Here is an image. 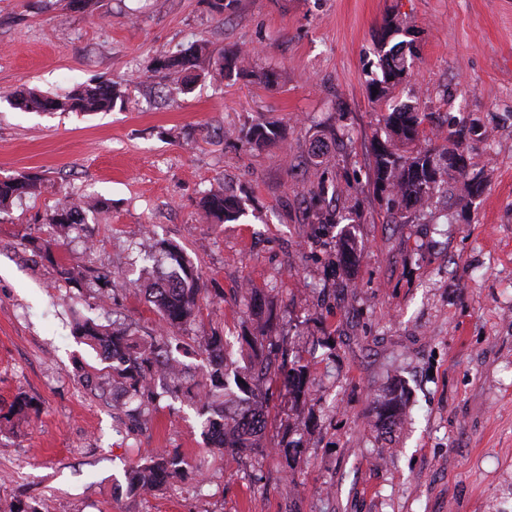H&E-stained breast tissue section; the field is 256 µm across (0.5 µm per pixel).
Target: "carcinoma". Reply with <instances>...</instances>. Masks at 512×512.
Returning <instances> with one entry per match:
<instances>
[{"mask_svg":"<svg viewBox=\"0 0 512 512\" xmlns=\"http://www.w3.org/2000/svg\"><path fill=\"white\" fill-rule=\"evenodd\" d=\"M398 19L391 17L383 25L379 39L378 71L370 72L367 79L369 100L375 102L390 96L407 82L415 54L414 43L401 40L391 43L393 37L408 34ZM244 57L238 53L217 52L206 44H197L184 54H176L157 61L154 68L170 80L189 91L200 78L214 67L226 79L232 80L247 73L242 66ZM252 76L264 73L254 70ZM16 105L28 112H109L123 100L117 85L100 82L78 86L65 95H48L37 89H16L10 93ZM424 114L408 102L395 104L384 116L385 139H374L372 150L375 159L373 185L378 192H389V199L397 204V214L402 219L425 216L433 198L448 192V175L453 167L448 165L451 149L446 145L427 146L407 154L398 152V146L409 145L424 135ZM461 144L483 135L477 121L462 124L449 132ZM240 140L249 148H261L270 142L286 140L280 130L255 122L241 130ZM42 178L33 173H21L0 179V210L7 209L14 201L36 195L41 190ZM105 206L94 198L73 199L66 197L47 216L52 229L48 238L33 241L39 257L55 268L57 281L67 286L93 278L106 286L97 296L100 307L111 297L113 290L121 287L118 278H108L88 265L62 262L55 256L57 238L82 228L86 214ZM242 211L241 200L220 188L205 191L199 202V219L207 224H222L236 219ZM356 241L352 234H345L337 248L338 262L351 264L356 258ZM163 256L166 270L162 276L152 274L151 253ZM141 276L145 292L149 294L161 317L160 329L140 333L138 330L115 322L104 324L96 318L81 316L75 319L72 335L81 343L98 352L103 367L86 377L97 380L92 388L95 397L108 400L111 388L118 386L138 401V406L128 411V419L138 420L144 408L157 396V388L170 394L190 399L201 418L202 431L211 438L218 428L223 429L222 441L213 444L238 456H247L262 447L261 441L267 424L265 402L268 385L280 374H285L294 402L306 401L310 396L307 366L295 361L288 371L272 357L271 336L273 320L265 313L262 290L248 289L255 316L263 320L254 333L244 337L253 354L248 367H238L228 361L224 352V336L186 338L179 333L181 326L194 321L201 309V273L187 257L184 249L169 241H156L144 251ZM190 348L206 355L205 381L187 384L179 373L182 361L179 354ZM406 388L393 383L376 403L378 419L383 425L393 427L406 408ZM33 410L31 401L18 397L8 409L0 408V432L15 431ZM183 459L164 449L151 452L147 461L136 471L130 481V490L141 493L161 489L170 478L179 474Z\"/></svg>","mask_w":512,"mask_h":512,"instance_id":"1","label":"carcinoma"}]
</instances>
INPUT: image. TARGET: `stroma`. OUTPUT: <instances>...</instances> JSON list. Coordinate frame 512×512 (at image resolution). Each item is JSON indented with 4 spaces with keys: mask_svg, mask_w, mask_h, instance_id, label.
Wrapping results in <instances>:
<instances>
[{
    "mask_svg": "<svg viewBox=\"0 0 512 512\" xmlns=\"http://www.w3.org/2000/svg\"><path fill=\"white\" fill-rule=\"evenodd\" d=\"M407 22L414 74L392 100L370 102L365 68L385 18ZM242 48L271 83L211 73L187 94L157 59L198 41ZM120 83L109 112H27L8 91L62 93ZM426 115L425 145L452 123L479 120L464 142L469 167L434 200L444 224L392 222L373 187L371 143L391 101ZM263 118L286 141L263 150L236 135ZM324 137L328 163L311 152ZM36 173L42 192L0 213V407L37 410L0 434V512L18 502L53 512H512V0H0V178ZM479 193L468 194L473 174ZM336 187L337 221L313 220L311 192ZM222 186L245 213L203 224L197 202ZM99 196L107 210L56 250L75 261L85 241L99 271L122 273L110 312L143 330L159 316L139 290V250L180 244L202 274L209 304L185 329L229 338L247 364L253 326L247 288L277 319L272 340L308 367L313 394L295 403L284 383L267 400L266 446L240 458L201 434L193 407L160 394L131 430L84 386L100 358L71 334L73 309L97 291L62 286L29 242L64 194ZM358 242L350 274L336 265L345 232ZM395 381L405 422L382 433L375 401ZM301 443L285 454L288 416ZM156 448L181 454L182 476L132 494L126 472Z\"/></svg>",
    "mask_w": 512,
    "mask_h": 512,
    "instance_id": "1",
    "label": "stroma"
}]
</instances>
